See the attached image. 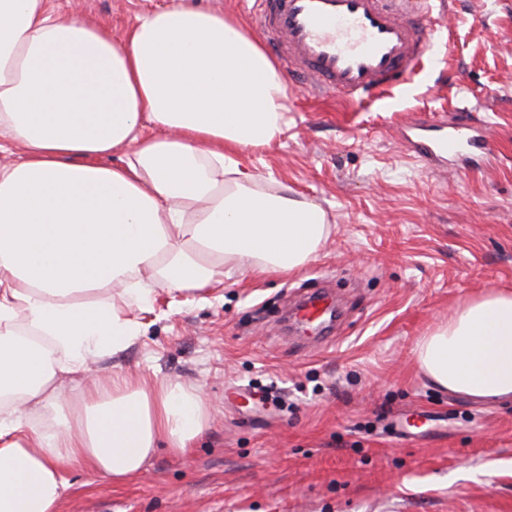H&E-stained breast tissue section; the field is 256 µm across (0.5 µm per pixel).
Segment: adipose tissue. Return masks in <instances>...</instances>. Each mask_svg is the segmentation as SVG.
Returning a JSON list of instances; mask_svg holds the SVG:
<instances>
[{"mask_svg":"<svg viewBox=\"0 0 512 512\" xmlns=\"http://www.w3.org/2000/svg\"><path fill=\"white\" fill-rule=\"evenodd\" d=\"M288 126L260 41L172 0L121 36L56 0H0V512H61L71 482H126L159 445L188 453L201 392L107 363L157 290L203 296L231 272H301L321 206L245 172ZM441 389L512 397V293L492 290L418 342Z\"/></svg>","mask_w":512,"mask_h":512,"instance_id":"ef3b65f1","label":"adipose tissue"}]
</instances>
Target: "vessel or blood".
<instances>
[{
    "label": "vessel or blood",
    "instance_id": "1",
    "mask_svg": "<svg viewBox=\"0 0 512 512\" xmlns=\"http://www.w3.org/2000/svg\"><path fill=\"white\" fill-rule=\"evenodd\" d=\"M283 68L306 91L361 101L403 85L422 64L433 38L411 8L423 0H251ZM417 153L436 167L469 151L489 153L487 126L435 133L419 127Z\"/></svg>",
    "mask_w": 512,
    "mask_h": 512
}]
</instances>
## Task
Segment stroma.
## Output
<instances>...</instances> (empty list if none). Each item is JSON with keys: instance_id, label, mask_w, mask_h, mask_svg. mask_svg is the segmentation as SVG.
<instances>
[{"instance_id": "stroma-1", "label": "stroma", "mask_w": 512, "mask_h": 512, "mask_svg": "<svg viewBox=\"0 0 512 512\" xmlns=\"http://www.w3.org/2000/svg\"><path fill=\"white\" fill-rule=\"evenodd\" d=\"M169 2L57 0L117 35ZM426 10L434 44L405 89L325 100L283 74L288 128L241 166L319 203L324 248L204 301L159 293L117 361L200 389L210 425L127 482L74 471L61 512H512V399L440 391L414 354L462 304L512 289V0ZM423 119L488 121L491 156L433 169L409 143ZM321 288L340 321L293 330L289 303Z\"/></svg>"}]
</instances>
